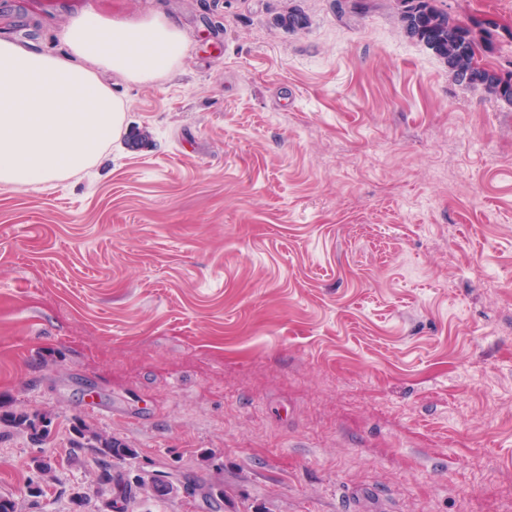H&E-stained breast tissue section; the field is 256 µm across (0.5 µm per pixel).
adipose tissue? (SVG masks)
Returning a JSON list of instances; mask_svg holds the SVG:
<instances>
[{
    "label": "adipose tissue",
    "mask_w": 512,
    "mask_h": 512,
    "mask_svg": "<svg viewBox=\"0 0 512 512\" xmlns=\"http://www.w3.org/2000/svg\"><path fill=\"white\" fill-rule=\"evenodd\" d=\"M63 55L0 37V184L25 189L94 166L120 138L126 102L99 78L157 84L178 69L188 40L171 17L88 12L61 33Z\"/></svg>",
    "instance_id": "ef3b65f1"
}]
</instances>
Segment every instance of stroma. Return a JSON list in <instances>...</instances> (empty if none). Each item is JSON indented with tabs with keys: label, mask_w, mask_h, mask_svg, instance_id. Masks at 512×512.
Wrapping results in <instances>:
<instances>
[{
	"label": "stroma",
	"mask_w": 512,
	"mask_h": 512,
	"mask_svg": "<svg viewBox=\"0 0 512 512\" xmlns=\"http://www.w3.org/2000/svg\"><path fill=\"white\" fill-rule=\"evenodd\" d=\"M70 0H0L54 54ZM301 8L307 28L274 24ZM497 23L512 0H441ZM163 12L189 54L118 81L121 138L87 170L0 186V438L20 512H95L74 416L220 482V512H512V105L457 84L394 0H89ZM56 479L38 502L28 463ZM50 411H29L25 408L13 409L0 413V435L10 433L26 434L35 444L42 442L49 436L51 421L46 419ZM29 468L36 473V479L30 478L27 493L29 497L37 499L45 493L44 485L51 481L54 472L53 464L50 457L41 450L39 455L30 459Z\"/></svg>",
	"instance_id": "1"
}]
</instances>
